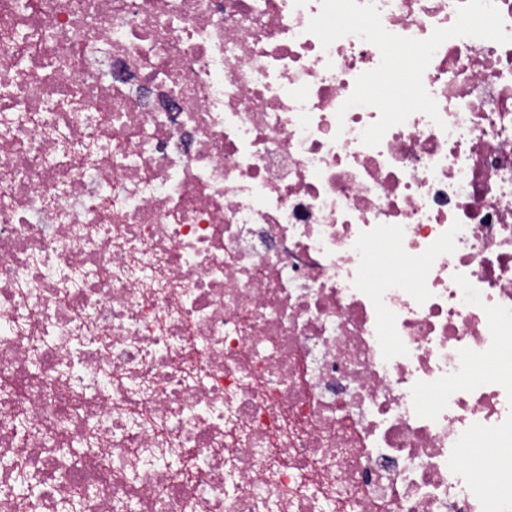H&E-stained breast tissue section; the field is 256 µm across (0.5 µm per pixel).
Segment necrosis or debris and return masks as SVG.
<instances>
[{
  "mask_svg": "<svg viewBox=\"0 0 512 512\" xmlns=\"http://www.w3.org/2000/svg\"><path fill=\"white\" fill-rule=\"evenodd\" d=\"M320 10L0 0V512H512V43L368 147Z\"/></svg>",
  "mask_w": 512,
  "mask_h": 512,
  "instance_id": "1",
  "label": "necrosis or debris"
}]
</instances>
